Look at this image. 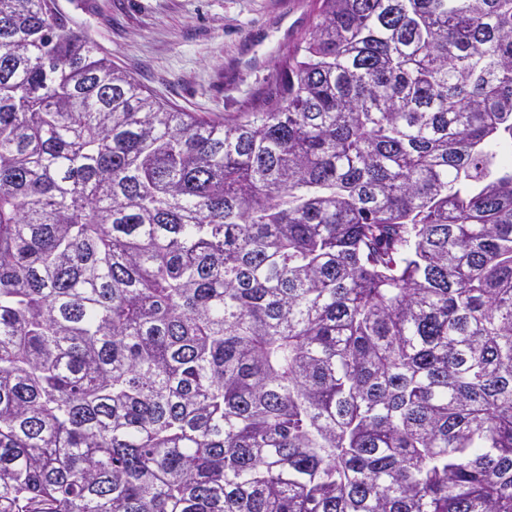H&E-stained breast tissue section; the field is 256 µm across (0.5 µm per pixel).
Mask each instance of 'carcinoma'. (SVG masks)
Segmentation results:
<instances>
[{"label":"carcinoma","mask_w":512,"mask_h":512,"mask_svg":"<svg viewBox=\"0 0 512 512\" xmlns=\"http://www.w3.org/2000/svg\"><path fill=\"white\" fill-rule=\"evenodd\" d=\"M512 0H316L169 107L0 0V512H512Z\"/></svg>","instance_id":"cac0c4a2"}]
</instances>
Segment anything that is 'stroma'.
<instances>
[{
	"label": "stroma",
	"instance_id": "1",
	"mask_svg": "<svg viewBox=\"0 0 512 512\" xmlns=\"http://www.w3.org/2000/svg\"><path fill=\"white\" fill-rule=\"evenodd\" d=\"M285 17L287 0H56L73 25L162 102L232 114L272 89L308 30L314 0Z\"/></svg>",
	"mask_w": 512,
	"mask_h": 512
}]
</instances>
